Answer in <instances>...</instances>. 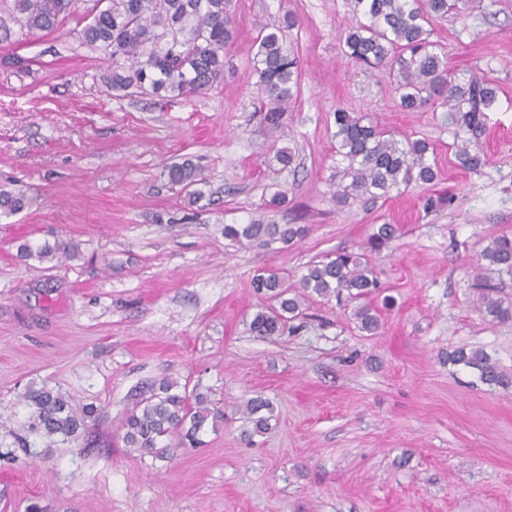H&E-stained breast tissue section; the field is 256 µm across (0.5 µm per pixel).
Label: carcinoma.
Instances as JSON below:
<instances>
[{
  "label": "carcinoma",
  "instance_id": "cac0c4a2",
  "mask_svg": "<svg viewBox=\"0 0 512 512\" xmlns=\"http://www.w3.org/2000/svg\"><path fill=\"white\" fill-rule=\"evenodd\" d=\"M78 20L80 44L99 49L110 60L105 83L112 96L134 93L157 101L182 98L192 100L206 94L224 76L230 64V49L236 43V24L230 14L231 0H83ZM357 24L341 36L345 55L368 67H386L392 76L394 93L400 105L415 109L439 104L448 109V120L475 133L481 127L483 110L495 101V90L487 82L471 78L458 82L448 78L447 57L436 51L430 40L433 20L450 12L467 9L470 0H351ZM73 0H0V41L21 42L39 33H52L73 14ZM297 20L285 15L283 24L267 32L260 29L253 46L259 72L262 99L261 122L267 130L283 124L298 85V62L283 43L284 29ZM336 127V154L345 163L343 179L331 198L345 205L358 200L373 206L391 192L412 182L429 184L438 171L427 163L430 144L424 139L380 127L362 113L342 108L333 113ZM457 158L467 169L482 166L483 159L470 152L467 141L457 146ZM168 181L186 190L188 205L205 197L198 185L194 164L185 159L167 167ZM34 197L24 191L0 185V216H14L28 209ZM306 233L297 224H276L261 214L247 224L224 225V239L233 245L285 246ZM396 224H380L357 251H338L307 265L294 286L275 270L262 269L253 277V290L273 301L258 311L249 324L252 334L261 338L279 336L288 321L302 314V306L312 296H332L354 305L360 329L374 333L379 328L373 299L382 298L390 308L394 298L381 296L382 289L371 263V254L381 251L397 237ZM77 247L64 240L37 248L19 245L20 255L43 263L76 256ZM481 258L492 266L512 271V239L500 237L488 245ZM479 310L496 322L512 320V303L490 292L477 295ZM448 361L477 372L481 382L508 389L512 375L482 349L458 348ZM30 410L28 427L39 434L47 447L65 443L78 434L98 409L78 410L59 390L30 386L22 395ZM239 412L250 424L249 436H262L270 428L272 403L262 397L249 399ZM224 421L208 394L192 390L171 378H163L139 394L132 407L118 422L125 447L142 455L164 459L178 448H196L201 435L216 430Z\"/></svg>",
  "mask_w": 512,
  "mask_h": 512
}]
</instances>
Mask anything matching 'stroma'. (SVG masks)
Segmentation results:
<instances>
[{
	"instance_id": "35a3bbf8",
	"label": "stroma",
	"mask_w": 512,
	"mask_h": 512,
	"mask_svg": "<svg viewBox=\"0 0 512 512\" xmlns=\"http://www.w3.org/2000/svg\"><path fill=\"white\" fill-rule=\"evenodd\" d=\"M238 39L223 81L193 101L113 96L102 52L75 21L25 42L0 43L30 73L0 67V185L26 189L31 208L0 218V512H512V388L481 383L449 362L478 348L512 372V322L476 309L480 285L512 300V273L482 260L512 238V0H474L432 23L458 79L496 86L460 166L443 108L405 110L384 71L347 59L339 40L350 0H235ZM298 20L284 42L301 85L275 136L258 112L251 44L262 23ZM426 139L435 185L411 184L366 209L330 199L343 165L331 138L336 108ZM294 154L290 168L277 150ZM191 160L205 179L194 207L163 174ZM301 224L288 248L232 246L223 228L264 211ZM451 202L426 212L428 197ZM193 218L158 224L162 212ZM400 233L372 263L394 307L378 334L351 308L312 297L283 335L254 336L267 306L257 270L286 272L356 250L376 224ZM57 238L76 259L39 263L18 247ZM199 387L224 412L200 448L165 459L125 448L119 417L148 384ZM37 383L76 407L101 409L79 438L45 447L25 426L20 395ZM272 401L270 430L247 438L236 406Z\"/></svg>"
}]
</instances>
